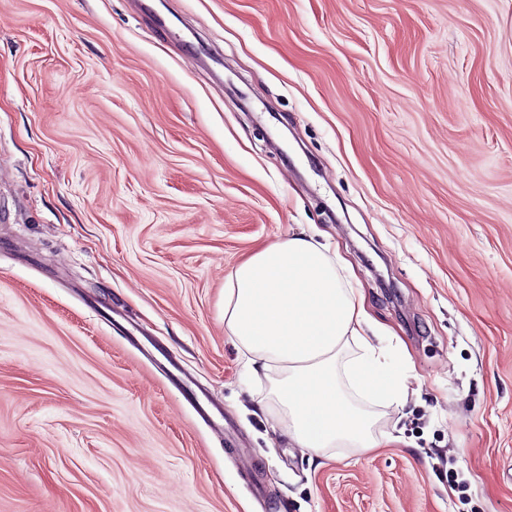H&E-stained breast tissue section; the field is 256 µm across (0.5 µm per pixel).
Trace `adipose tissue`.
<instances>
[{
	"label": "adipose tissue",
	"mask_w": 512,
	"mask_h": 512,
	"mask_svg": "<svg viewBox=\"0 0 512 512\" xmlns=\"http://www.w3.org/2000/svg\"><path fill=\"white\" fill-rule=\"evenodd\" d=\"M224 329L270 383L293 443L322 457L392 442L369 406L400 403L401 366L381 362L363 295L338 250L291 234L254 252L224 279Z\"/></svg>",
	"instance_id": "adipose-tissue-1"
}]
</instances>
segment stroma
<instances>
[{"label": "stroma", "instance_id": "1", "mask_svg": "<svg viewBox=\"0 0 512 512\" xmlns=\"http://www.w3.org/2000/svg\"><path fill=\"white\" fill-rule=\"evenodd\" d=\"M145 2L0 0V512H512V0ZM302 232L400 442L259 407L224 278Z\"/></svg>", "mask_w": 512, "mask_h": 512}]
</instances>
